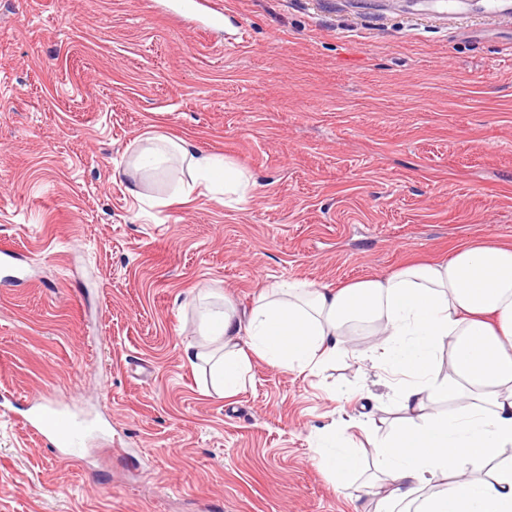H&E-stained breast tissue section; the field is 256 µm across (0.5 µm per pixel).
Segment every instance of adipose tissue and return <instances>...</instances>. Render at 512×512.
Returning <instances> with one entry per match:
<instances>
[{"label": "adipose tissue", "instance_id": "adipose-tissue-1", "mask_svg": "<svg viewBox=\"0 0 512 512\" xmlns=\"http://www.w3.org/2000/svg\"><path fill=\"white\" fill-rule=\"evenodd\" d=\"M177 154L188 179L179 192H222L246 203L248 174L185 141L159 137L143 148L134 173L161 169ZM368 324L367 359L402 378L403 417L372 440L387 492L373 512H512V245L472 242L448 258L411 263L381 277L317 287L265 284L249 315L231 301L208 311L203 350L215 386L232 397L252 381V361L284 371H315L335 360L351 326ZM447 343L449 372L434 378L435 349ZM444 401L453 411L439 410ZM433 412H425L426 404ZM328 434L319 464L346 487L360 457Z\"/></svg>", "mask_w": 512, "mask_h": 512}]
</instances>
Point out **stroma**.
Wrapping results in <instances>:
<instances>
[{"label": "stroma", "mask_w": 512, "mask_h": 512, "mask_svg": "<svg viewBox=\"0 0 512 512\" xmlns=\"http://www.w3.org/2000/svg\"><path fill=\"white\" fill-rule=\"evenodd\" d=\"M243 43L147 0H0V393L99 424L81 454L0 412V512H362L379 476L366 429L398 387L342 343L319 371L254 360L231 399L202 341L204 291L238 310L264 283L341 286L512 243V27L442 26L421 0H222ZM166 135L235 161L246 204L182 201L175 168L126 171ZM367 459L336 489L313 457ZM346 428L337 426L316 450L319 454V465L332 474L340 488L347 487L349 477L361 464L360 457L351 448H344L340 443L339 438Z\"/></svg>", "instance_id": "stroma-1"}]
</instances>
